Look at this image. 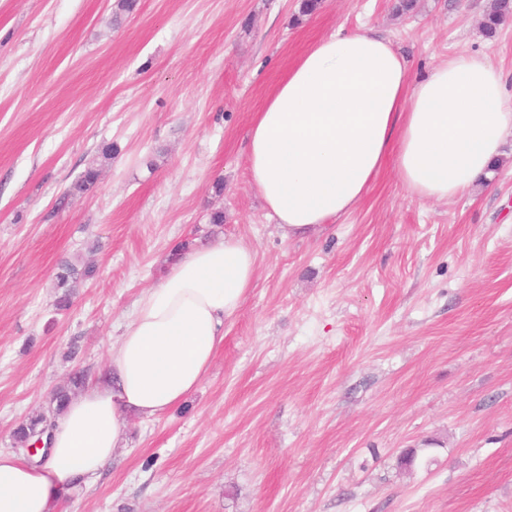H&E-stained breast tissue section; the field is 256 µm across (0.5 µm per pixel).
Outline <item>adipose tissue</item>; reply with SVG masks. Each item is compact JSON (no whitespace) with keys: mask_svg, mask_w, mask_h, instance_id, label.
Instances as JSON below:
<instances>
[{"mask_svg":"<svg viewBox=\"0 0 512 512\" xmlns=\"http://www.w3.org/2000/svg\"><path fill=\"white\" fill-rule=\"evenodd\" d=\"M503 103L486 57L454 56L414 79L374 29L333 32L257 112L250 180L285 240L352 211L388 163L410 195L453 199L489 174L512 134ZM255 277V253L233 236L174 257L136 300L106 377L58 417L45 463L0 451V512H62L74 483L95 482L111 462L128 415L156 420L195 393Z\"/></svg>","mask_w":512,"mask_h":512,"instance_id":"adipose-tissue-1","label":"adipose tissue"}]
</instances>
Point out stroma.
<instances>
[{
    "label": "stroma",
    "mask_w": 512,
    "mask_h": 512,
    "mask_svg": "<svg viewBox=\"0 0 512 512\" xmlns=\"http://www.w3.org/2000/svg\"><path fill=\"white\" fill-rule=\"evenodd\" d=\"M393 3L0 0V449L73 373L96 380L176 244L256 254L200 389L130 418L70 512H512V138L462 196L418 200L388 166L288 242L249 178L255 112L337 29L374 27L415 77L485 55L512 112V22L480 27L492 0ZM107 143L96 188L67 195ZM66 260L95 274L59 312Z\"/></svg>",
    "instance_id": "1"
}]
</instances>
